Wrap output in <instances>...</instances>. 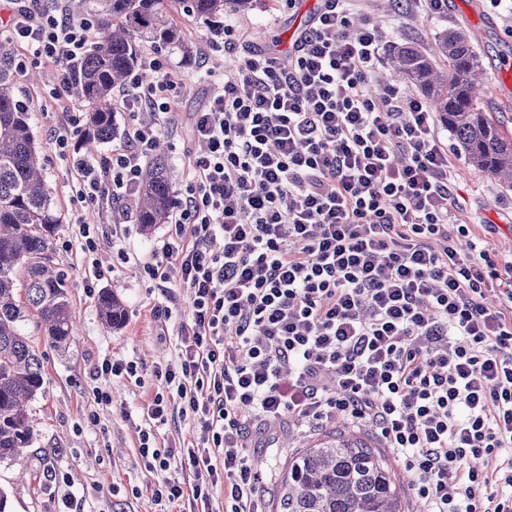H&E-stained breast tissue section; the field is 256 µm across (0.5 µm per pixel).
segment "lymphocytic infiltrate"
<instances>
[{
  "label": "lymphocytic infiltrate",
  "instance_id": "obj_1",
  "mask_svg": "<svg viewBox=\"0 0 512 512\" xmlns=\"http://www.w3.org/2000/svg\"><path fill=\"white\" fill-rule=\"evenodd\" d=\"M0 44L23 45L59 70L82 56L93 24L63 0H9ZM359 0H322L289 60L243 50L237 72L212 77L191 133L204 149L171 214L175 242L144 264L190 304L179 369L147 415L171 405L197 434L186 447L143 431L139 461L163 471L179 459L190 487L155 497L214 512H262L244 454L249 425L266 446L284 426L337 417L373 431L412 476L425 512H512V257L455 221L448 149L427 103L390 85L373 94L388 32L353 23ZM155 72L146 80L145 72ZM178 76L146 60L123 88L125 109L148 108L100 160L70 144L80 113L55 137L74 198L131 215L143 163L177 107ZM223 241L222 251L213 244Z\"/></svg>",
  "mask_w": 512,
  "mask_h": 512
}]
</instances>
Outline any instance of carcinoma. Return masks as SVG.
<instances>
[{
    "mask_svg": "<svg viewBox=\"0 0 512 512\" xmlns=\"http://www.w3.org/2000/svg\"><path fill=\"white\" fill-rule=\"evenodd\" d=\"M208 24L251 0H179ZM69 12L96 31L68 66V95L87 110L81 147L92 156L115 133L112 92L137 69L138 43L193 53L166 0H69ZM390 77L420 89L468 162L512 188V137L481 106L483 61L462 30L440 34L427 49L402 46ZM14 61L0 47V463L16 460L38 431L29 403L44 392V363L22 325L35 319L64 350L77 333L67 283L53 260L59 220L40 164L30 113L15 92ZM175 181L169 154L155 147L135 197L134 220L146 230L167 222ZM102 323L121 325L125 310L111 291L98 301ZM403 482L380 453L360 440L333 437L290 455L275 512H404Z\"/></svg>",
    "mask_w": 512,
    "mask_h": 512,
    "instance_id": "obj_1",
    "label": "carcinoma"
}]
</instances>
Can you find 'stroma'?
Returning a JSON list of instances; mask_svg holds the SVG:
<instances>
[{
  "instance_id": "35a3bbf8",
  "label": "stroma",
  "mask_w": 512,
  "mask_h": 512,
  "mask_svg": "<svg viewBox=\"0 0 512 512\" xmlns=\"http://www.w3.org/2000/svg\"><path fill=\"white\" fill-rule=\"evenodd\" d=\"M171 14L184 38L194 47L191 57L165 47L143 44L142 56L174 66L180 80L179 104L172 117V135L166 136L172 165L178 175L174 193L183 190L187 167L199 149L190 132L194 112L208 102L211 85L208 70L217 73L237 70L243 61L239 52L225 51L223 44H208L211 25L186 13L179 0H171ZM295 12L285 0H254L250 9L230 15L235 35L243 45L277 44L287 52L292 40ZM359 17L371 19L388 29L390 38L383 50L392 59L396 46H429L444 30L466 27L472 42L484 59L481 79L492 85L494 69L501 58H512V34L498 19L487 28L469 24L456 0L448 12L430 17L409 6H386L385 0H363ZM10 53L25 59L26 67L14 75L19 98L27 105L41 162L55 199L59 219L53 246L58 269L65 274L78 333L65 352H58L34 322L25 331L39 351L46 369L43 394L31 403L38 418L39 434L20 458L0 463V489L8 495L10 512H67L65 502L82 501L87 512H169L168 503L154 499V489L164 482L188 480L179 462L164 471L150 472L140 465L137 449L142 430L150 421L147 407L163 386L154 376L155 365L179 367L174 345L183 324L189 320L188 301L174 283L155 282L144 274L145 263L154 261L155 251L172 235L171 224H158L142 230L126 223L120 244H113L110 233H98V256L112 270L88 287L87 265L79 244L74 241L76 221H100L97 205L78 204L72 198L67 163L54 145L63 111L76 112L80 106L68 95H54L52 88L29 81L30 73L41 70V63L29 60L18 45ZM448 147L450 169L461 207L460 221L471 224L474 233L492 244L500 254L512 253V189L499 185L489 174L475 170L460 152L446 127L438 129ZM113 291L126 309V321L116 330L106 329L99 318L101 291ZM170 316H158L161 308ZM132 360L139 364L141 383L113 377L93 379L90 371L104 356ZM112 396L111 404L98 399L99 391ZM324 427L303 429L294 435H281L276 447L252 448L248 454L258 474L265 502H273L291 452L312 446L322 439Z\"/></svg>"
}]
</instances>
